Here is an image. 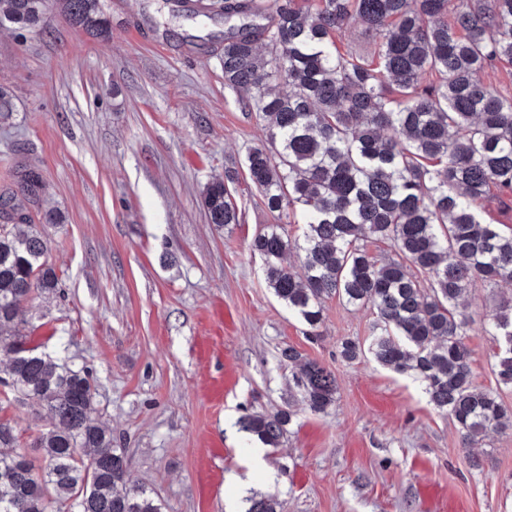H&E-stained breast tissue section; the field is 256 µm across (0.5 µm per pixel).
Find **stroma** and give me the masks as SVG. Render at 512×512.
<instances>
[{"label":"stroma","mask_w":512,"mask_h":512,"mask_svg":"<svg viewBox=\"0 0 512 512\" xmlns=\"http://www.w3.org/2000/svg\"><path fill=\"white\" fill-rule=\"evenodd\" d=\"M209 2L104 0L105 42L54 7L46 33L0 30V84L16 105L0 124V192L16 190L21 165L39 167L46 189L28 211L58 278L21 314L32 345L89 372L96 414L163 512H248L267 494L283 512H512V430L463 447L419 382L341 357L344 339L369 344L371 308L327 299L312 339L268 288L249 244L273 218L244 166L263 131L224 86L227 26ZM229 172L240 221L218 228L200 192ZM510 294L503 283L469 296L465 342L474 386L512 407L481 328ZM286 347L335 375L327 412L303 403ZM282 409V444L255 464L240 420ZM0 418L38 459L47 413L6 397Z\"/></svg>","instance_id":"stroma-1"}]
</instances>
